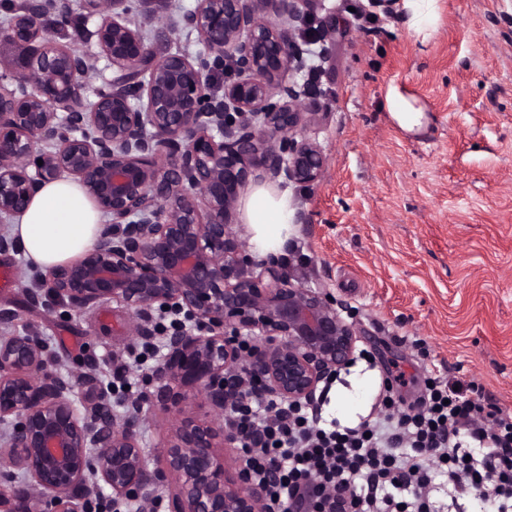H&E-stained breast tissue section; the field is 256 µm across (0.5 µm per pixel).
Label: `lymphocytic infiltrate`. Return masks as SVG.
I'll return each mask as SVG.
<instances>
[{"label":"lymphocytic infiltrate","instance_id":"f902f5d3","mask_svg":"<svg viewBox=\"0 0 512 512\" xmlns=\"http://www.w3.org/2000/svg\"><path fill=\"white\" fill-rule=\"evenodd\" d=\"M146 342L108 362L112 407L127 410L139 389L134 369L154 362ZM424 394L406 409L385 396L360 427L323 420L317 408L268 395L228 411L254 479L264 483L269 512H335L330 489L342 488L349 512H436L431 493L472 495L492 512H512V418L482 395L470 396L429 373Z\"/></svg>","mask_w":512,"mask_h":512}]
</instances>
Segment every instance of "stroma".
<instances>
[{
	"instance_id": "obj_1",
	"label": "stroma",
	"mask_w": 512,
	"mask_h": 512,
	"mask_svg": "<svg viewBox=\"0 0 512 512\" xmlns=\"http://www.w3.org/2000/svg\"><path fill=\"white\" fill-rule=\"evenodd\" d=\"M512 0H443L438 33L426 48L408 37L398 14L369 0H324L318 18L336 29V55L321 81L312 133L326 158L322 178L291 186L296 224L291 267H307L360 332L373 363L338 376L323 417L354 426L374 410L382 377L400 376L404 403L420 394L435 360L449 382L474 383L512 413ZM424 101L429 127L401 131L382 107L389 85ZM24 283L0 288V338L38 336L48 367L105 369L111 354L137 344L128 312L31 307L25 287L45 270L18 250L0 268ZM423 340L424 349L414 347Z\"/></svg>"
}]
</instances>
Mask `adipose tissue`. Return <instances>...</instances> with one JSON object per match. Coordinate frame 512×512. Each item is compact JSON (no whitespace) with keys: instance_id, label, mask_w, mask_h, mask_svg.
I'll return each instance as SVG.
<instances>
[{"instance_id":"adipose-tissue-1","label":"adipose tissue","mask_w":512,"mask_h":512,"mask_svg":"<svg viewBox=\"0 0 512 512\" xmlns=\"http://www.w3.org/2000/svg\"><path fill=\"white\" fill-rule=\"evenodd\" d=\"M441 0H393L414 43L427 44L437 31ZM384 107L404 131H419L429 121L420 98L399 86H391ZM240 211L248 227L250 250L266 257L285 254L295 208L288 191L267 183L249 187L240 200ZM102 216L85 188L73 180L43 185L27 210L10 227V236L26 261L40 270L73 263L102 236Z\"/></svg>"}]
</instances>
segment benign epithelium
<instances>
[{
    "label": "benign epithelium",
    "instance_id": "1",
    "mask_svg": "<svg viewBox=\"0 0 512 512\" xmlns=\"http://www.w3.org/2000/svg\"><path fill=\"white\" fill-rule=\"evenodd\" d=\"M87 2L74 14L60 0H19L0 31L11 65L0 71V222L44 184L77 180L114 231L52 270L45 312L116 304L140 337L166 308L186 321L165 337L135 416L112 411L94 368L48 372L41 339H0V466L22 478L0 489V512H85L105 490L145 512L160 485L170 512H267L242 458L224 452L237 447L224 407L247 390L227 379L315 402L359 331L305 273L252 260L237 205L256 181L321 178L326 158L309 132L326 118L317 106L334 29L307 35L322 0H194L148 40L120 0ZM70 28L86 48L56 40ZM182 31L198 53L178 46ZM154 407L172 420L150 456L139 427Z\"/></svg>",
    "mask_w": 512,
    "mask_h": 512
}]
</instances>
